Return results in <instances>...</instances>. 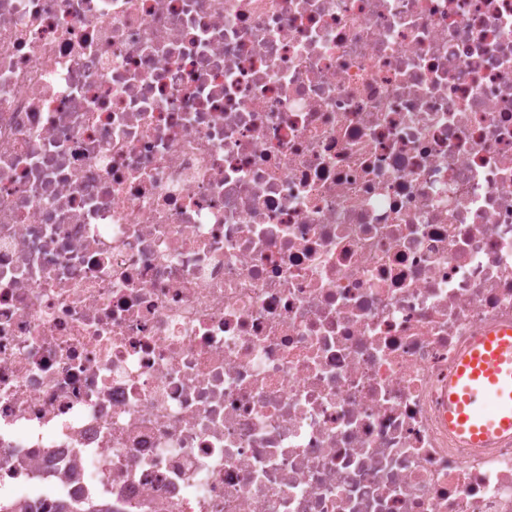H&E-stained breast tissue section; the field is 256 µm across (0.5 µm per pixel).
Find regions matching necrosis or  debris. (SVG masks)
I'll list each match as a JSON object with an SVG mask.
<instances>
[{
  "instance_id": "1",
  "label": "necrosis or debris",
  "mask_w": 512,
  "mask_h": 512,
  "mask_svg": "<svg viewBox=\"0 0 512 512\" xmlns=\"http://www.w3.org/2000/svg\"><path fill=\"white\" fill-rule=\"evenodd\" d=\"M502 325L512 0H0L1 502L512 512ZM448 429L475 448L512 437V327L473 336L448 378Z\"/></svg>"
}]
</instances>
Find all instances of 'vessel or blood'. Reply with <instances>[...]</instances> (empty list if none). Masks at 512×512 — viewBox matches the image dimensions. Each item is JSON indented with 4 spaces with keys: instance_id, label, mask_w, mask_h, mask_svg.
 I'll return each instance as SVG.
<instances>
[{
    "instance_id": "b4317fda",
    "label": "vessel or blood",
    "mask_w": 512,
    "mask_h": 512,
    "mask_svg": "<svg viewBox=\"0 0 512 512\" xmlns=\"http://www.w3.org/2000/svg\"><path fill=\"white\" fill-rule=\"evenodd\" d=\"M448 428L483 448L512 437V327L473 337L448 379Z\"/></svg>"
}]
</instances>
